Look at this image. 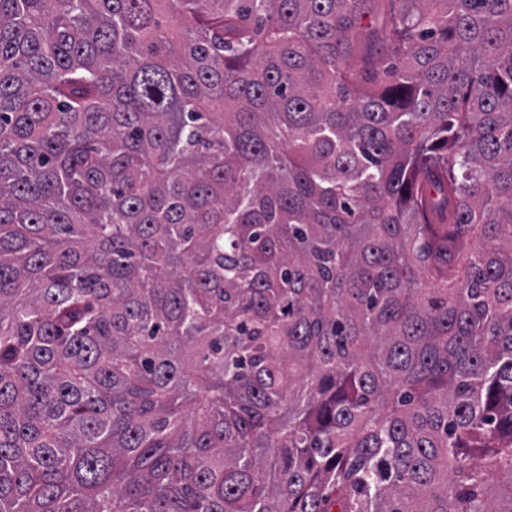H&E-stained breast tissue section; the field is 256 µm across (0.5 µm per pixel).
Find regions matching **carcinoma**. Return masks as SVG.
<instances>
[{"instance_id": "1", "label": "carcinoma", "mask_w": 512, "mask_h": 512, "mask_svg": "<svg viewBox=\"0 0 512 512\" xmlns=\"http://www.w3.org/2000/svg\"><path fill=\"white\" fill-rule=\"evenodd\" d=\"M364 2L0 0V512H512V0Z\"/></svg>"}]
</instances>
